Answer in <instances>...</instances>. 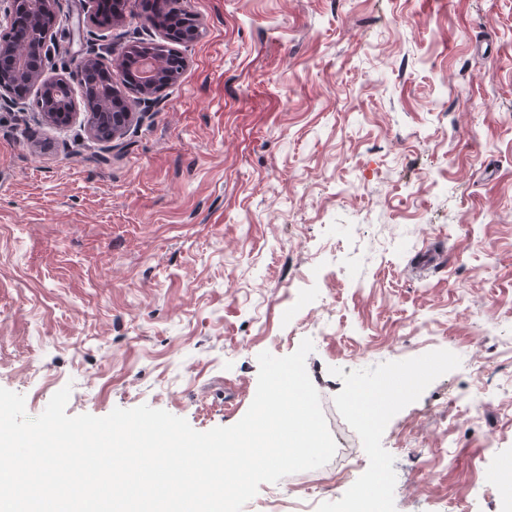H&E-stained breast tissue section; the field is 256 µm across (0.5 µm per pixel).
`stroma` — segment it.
Segmentation results:
<instances>
[{"label":"stroma","mask_w":512,"mask_h":512,"mask_svg":"<svg viewBox=\"0 0 512 512\" xmlns=\"http://www.w3.org/2000/svg\"><path fill=\"white\" fill-rule=\"evenodd\" d=\"M202 35L105 149L0 106V388L28 416L146 405L237 423L261 352L307 373L347 478L260 484L242 512H512V0H186ZM61 0L49 77L157 41L141 0ZM374 426L353 392L396 375ZM453 428V468L430 449Z\"/></svg>","instance_id":"1"}]
</instances>
